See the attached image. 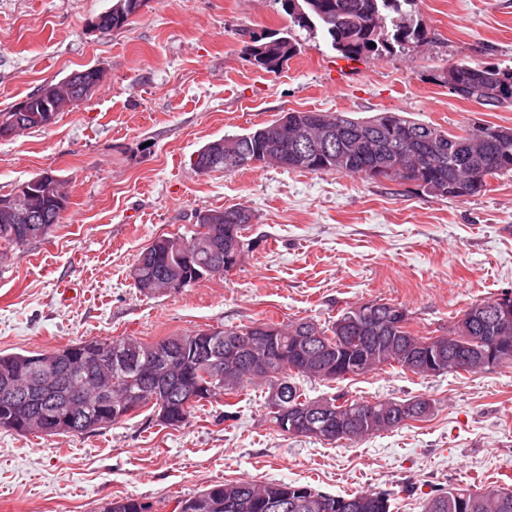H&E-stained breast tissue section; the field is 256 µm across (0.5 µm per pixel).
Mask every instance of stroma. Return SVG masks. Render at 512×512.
Segmentation results:
<instances>
[{"instance_id":"35a3bbf8","label":"stroma","mask_w":512,"mask_h":512,"mask_svg":"<svg viewBox=\"0 0 512 512\" xmlns=\"http://www.w3.org/2000/svg\"><path fill=\"white\" fill-rule=\"evenodd\" d=\"M112 0H0V111L39 87L98 65L91 100L46 128L0 140V197L50 171L70 205L44 239L0 261V351L79 340L154 342L255 321L331 325L368 301L404 306L409 328L444 335L473 304L512 291V173L460 200L416 183L254 165L193 168L205 144L286 111L400 112L458 133L512 128V108L452 94L448 65L512 67V0H417L423 43L346 62L321 34L281 70L253 66L251 37L290 20L279 0H147L121 30L91 23ZM250 210L241 264L226 277L146 296L132 269L161 235L198 211ZM312 399L431 400L423 421L327 444L281 432L264 387L194 409L161 427L144 407L110 428L42 438L0 428V512H97L137 496L153 512L217 481L308 484L345 495L388 494L392 512L462 487L512 488V366L420 377L399 367L336 382L302 380Z\"/></svg>"}]
</instances>
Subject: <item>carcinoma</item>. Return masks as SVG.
I'll list each match as a JSON object with an SVG mask.
<instances>
[{
	"instance_id": "1",
	"label": "carcinoma",
	"mask_w": 512,
	"mask_h": 512,
	"mask_svg": "<svg viewBox=\"0 0 512 512\" xmlns=\"http://www.w3.org/2000/svg\"><path fill=\"white\" fill-rule=\"evenodd\" d=\"M292 26L269 36L254 38L246 46L253 65L269 72L280 70L288 59L301 49L295 29H319L341 57L360 60L382 52L392 51L410 43H421L424 30L408 7L416 0H314L305 12L295 10L292 0H281ZM140 0H112V21L107 30L122 29L135 15ZM449 90L481 105L490 100V107H512V69L483 66L479 63L457 62L446 68ZM322 125L329 139L321 142L320 154L311 159L297 161L291 151L290 139L278 137L281 148L269 152L277 158L276 165L307 172L336 171L350 176L371 178V172L383 174L392 171L391 181L411 180L428 195L442 198L467 199L480 194L468 185L472 175L496 178L512 172V137L501 136L502 127L483 124L476 135L483 141V151L474 152L469 135L452 134L430 123L416 121L396 112H381L368 118H352L345 112L321 113ZM278 123L273 120L242 134L227 135L239 151L240 160L252 159L265 150V135L272 134ZM343 155V167L333 158ZM41 210L49 220L44 224H6L0 220V247H22L46 237L60 222L68 207L65 192L50 194L40 201ZM173 235L155 238L139 254L134 286L146 296L158 293L149 287L152 281L180 270L178 288L198 281L195 272L181 264L180 256L169 251L166 243ZM495 303L489 298L472 305L463 315L464 326L454 328L456 339L448 340L445 357L456 353L479 351L491 342L493 336L507 340L509 353L503 363L512 365V323L499 327L477 310ZM355 307L342 311L332 325L320 328L323 340L320 348L327 352L323 365L329 374L322 377L317 370L306 367L291 368L271 362L264 368L244 367L229 380L212 383L207 376L213 374L210 364L197 359L199 340L203 332L184 336H170L153 343H144L132 336L108 340L86 339L49 351L0 352V387L19 384L26 392L11 402L0 400V428L21 435H67V406L63 392L40 378L43 361L57 359V370L64 377L66 387L82 386L89 378V370L110 369L103 386L109 389L102 400L94 403L91 414L76 420L78 434H88L113 426L126 419L127 403H136V409L152 405L161 423L173 429L187 424L193 410L203 401L234 396L248 381H262L268 389L279 387L284 393L283 404L306 406L312 399L305 396L295 382L297 377L310 380L345 379L349 375L366 374L376 368L398 366L406 368L401 345H417L432 340L418 336L408 329V311L401 305L383 302L377 313L388 325L380 331L366 329L363 336L345 328L342 322ZM302 322L281 326L271 341V350L286 356L295 346V333ZM255 324L212 331L209 342L219 355H224V340L245 334ZM393 423L371 425L365 423L356 431H346L332 425L329 443L339 440L358 441L377 432L392 429ZM298 483H256L250 480L216 482L179 500L182 512H266L263 503L271 499H284L295 493ZM312 500L298 512H391L389 497L365 491L346 495H330L307 487ZM466 497L463 510L451 507L450 499ZM152 505L144 499L126 496L104 503L99 512H151ZM422 512H512V490L494 489L472 492L452 487L448 491L431 495L424 500Z\"/></svg>"
}]
</instances>
